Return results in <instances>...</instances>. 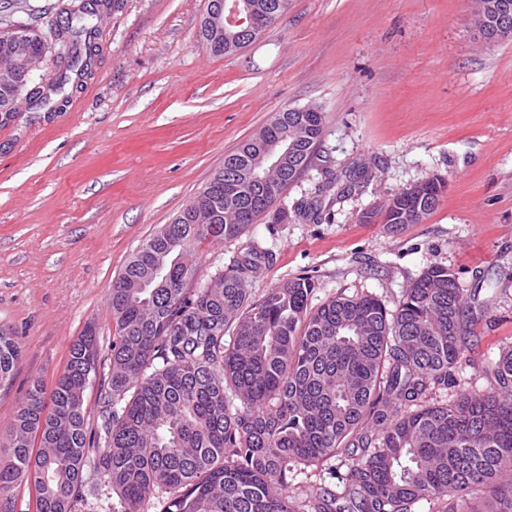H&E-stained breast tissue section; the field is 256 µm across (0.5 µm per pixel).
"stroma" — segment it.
<instances>
[{"mask_svg":"<svg viewBox=\"0 0 512 512\" xmlns=\"http://www.w3.org/2000/svg\"><path fill=\"white\" fill-rule=\"evenodd\" d=\"M208 4L121 0L96 20L84 74L42 110L22 98L0 114V326L22 350L0 385V462L28 389L52 392L90 325L101 367L85 407L97 427L113 282L225 155L287 108L325 115L311 165L241 238L201 244L197 282L253 246L269 255L254 295L309 276L312 305L368 292L391 308L424 268L444 265L471 314L440 401L488 389L483 367L512 344V37L484 41L475 0H290L252 43L216 56L199 37ZM62 5L0 0V29L49 31ZM358 167L362 178L325 191L329 174ZM433 177L447 187L421 223L377 217Z\"/></svg>","mask_w":512,"mask_h":512,"instance_id":"35a3bbf8","label":"stroma"}]
</instances>
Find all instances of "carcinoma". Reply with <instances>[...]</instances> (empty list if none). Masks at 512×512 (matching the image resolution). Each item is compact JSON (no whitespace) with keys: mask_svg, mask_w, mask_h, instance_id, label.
Returning <instances> with one entry per match:
<instances>
[{"mask_svg":"<svg viewBox=\"0 0 512 512\" xmlns=\"http://www.w3.org/2000/svg\"><path fill=\"white\" fill-rule=\"evenodd\" d=\"M276 16L289 0H254ZM112 0L64 8L71 55L53 90L87 69L96 46L93 21ZM46 38L33 29L0 32V111L23 91L17 65L40 58ZM324 127L323 113L287 108L224 156V167L145 241L112 285V375L100 389L102 420L85 423L84 393L98 374L95 332L71 345L65 372L45 399L33 382L12 421L0 465V512H13L11 490L26 482L36 512H72L85 494L93 458L119 497V512H415L441 500L445 512H512V346L484 367L493 387L439 402L467 348L460 330L470 310L457 278L428 266L390 310L368 293L339 294L311 306L314 281L285 280L255 297L249 274L268 253L249 248L215 280L189 288L192 260L206 240H234L268 212L304 172ZM288 133L284 165L267 171L272 186L248 176L266 139ZM237 178L224 192V177ZM445 182L431 178L384 206L386 224L409 212L426 219ZM21 347L0 328V384ZM338 458L347 466L337 491L309 481L291 493L288 478Z\"/></svg>","mask_w":512,"mask_h":512,"instance_id":"1","label":"carcinoma"}]
</instances>
